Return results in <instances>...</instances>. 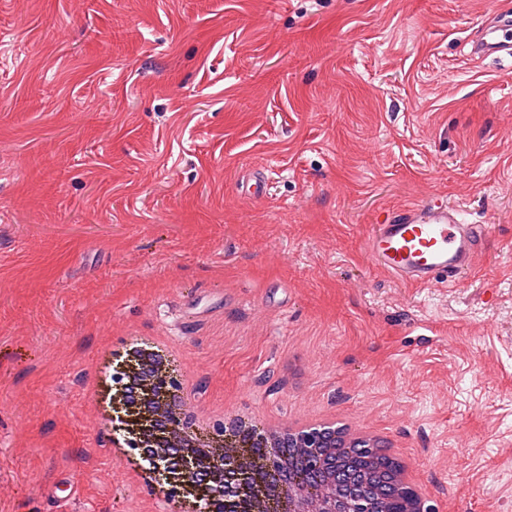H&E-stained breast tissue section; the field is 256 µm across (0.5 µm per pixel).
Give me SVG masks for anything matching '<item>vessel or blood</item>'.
Segmentation results:
<instances>
[{
	"label": "vessel or blood",
	"mask_w": 512,
	"mask_h": 512,
	"mask_svg": "<svg viewBox=\"0 0 512 512\" xmlns=\"http://www.w3.org/2000/svg\"><path fill=\"white\" fill-rule=\"evenodd\" d=\"M475 58L512 56V14L500 12L470 42ZM478 224H465L460 211L443 201L406 206L375 225L365 239V251L396 279L417 286H452L471 268Z\"/></svg>",
	"instance_id": "1"
}]
</instances>
